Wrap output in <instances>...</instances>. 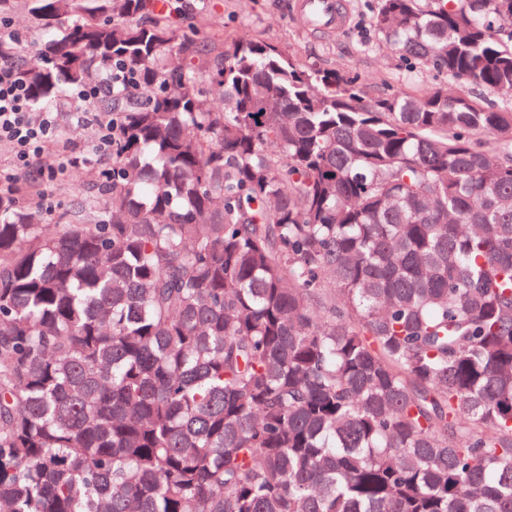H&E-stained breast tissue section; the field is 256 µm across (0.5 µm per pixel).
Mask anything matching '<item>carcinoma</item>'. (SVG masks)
Returning <instances> with one entry per match:
<instances>
[{"label":"carcinoma","instance_id":"1","mask_svg":"<svg viewBox=\"0 0 512 512\" xmlns=\"http://www.w3.org/2000/svg\"><path fill=\"white\" fill-rule=\"evenodd\" d=\"M19 5L76 17L34 107L153 93L83 223L0 195V512H512V0H377L458 86L384 97L155 0Z\"/></svg>","mask_w":512,"mask_h":512}]
</instances>
